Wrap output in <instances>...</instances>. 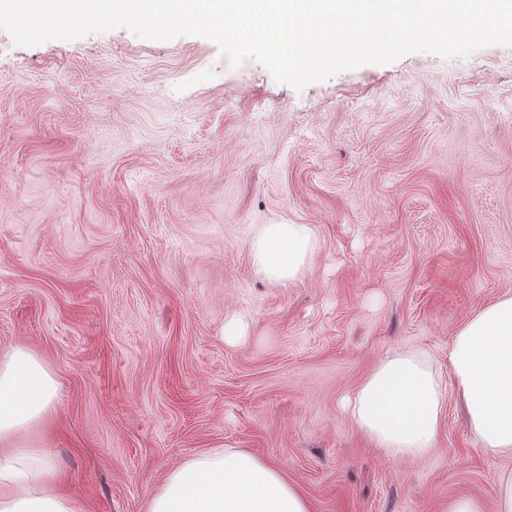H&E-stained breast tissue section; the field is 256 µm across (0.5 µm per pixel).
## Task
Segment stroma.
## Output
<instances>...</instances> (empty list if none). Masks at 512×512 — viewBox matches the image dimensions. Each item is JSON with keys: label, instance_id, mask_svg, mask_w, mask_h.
Here are the masks:
<instances>
[{"label": "stroma", "instance_id": "obj_1", "mask_svg": "<svg viewBox=\"0 0 512 512\" xmlns=\"http://www.w3.org/2000/svg\"><path fill=\"white\" fill-rule=\"evenodd\" d=\"M260 224L315 228L294 283L255 273ZM509 291L512 46L299 91L200 36L18 47L0 30V349L53 372L23 441L84 512H145L170 470L225 446L311 512H499L512 455L480 445L455 391L418 460L342 403L402 350L447 364L455 328Z\"/></svg>", "mask_w": 512, "mask_h": 512}]
</instances>
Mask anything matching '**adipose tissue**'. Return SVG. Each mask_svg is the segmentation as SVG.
<instances>
[{
    "label": "adipose tissue",
    "instance_id": "1",
    "mask_svg": "<svg viewBox=\"0 0 512 512\" xmlns=\"http://www.w3.org/2000/svg\"><path fill=\"white\" fill-rule=\"evenodd\" d=\"M317 247L307 224H262L249 242L258 275L295 282ZM462 393L471 430L483 448L512 452V293L463 321L448 344V367L418 348L382 361L349 403L358 428L395 458L422 457L444 426V376ZM57 382L21 347L0 351V512H81L58 494L60 474L42 448L21 437L52 411ZM145 512H311L283 473L252 453L213 448L172 469L149 496Z\"/></svg>",
    "mask_w": 512,
    "mask_h": 512
}]
</instances>
